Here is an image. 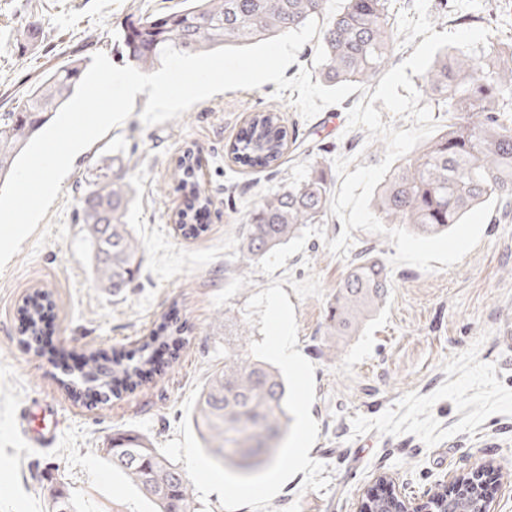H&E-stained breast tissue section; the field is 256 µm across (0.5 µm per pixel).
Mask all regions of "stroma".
I'll return each mask as SVG.
<instances>
[{"instance_id":"stroma-1","label":"stroma","mask_w":512,"mask_h":512,"mask_svg":"<svg viewBox=\"0 0 512 512\" xmlns=\"http://www.w3.org/2000/svg\"><path fill=\"white\" fill-rule=\"evenodd\" d=\"M181 0H0V112L11 111L38 74L63 63L74 47L104 53L125 66L114 45L132 14L179 8ZM44 37H17L26 22ZM275 83L227 91L182 116L147 126L146 96L132 115L75 157L61 191L19 253L0 269V512H46L51 479L65 482L80 512H154L123 475L114 473L106 448L114 430L136 431L161 445L177 436L182 404L195 384L224 363V325L246 324L248 341H263L246 322L248 299L282 281L298 326L296 348L314 367L316 399L310 413L319 426L309 456L325 466L327 488L303 490L296 473L267 512H358L365 492L390 479L407 500L419 503L435 486L478 465L492 499L490 512H512V349L501 338L512 330V214L493 209L480 243L458 264L426 272L390 265L396 249L388 236L352 230L349 254H332L327 240L342 224L327 216L323 236L273 275L257 266L239 271L233 257L241 220L264 194L322 170L340 188L334 160L376 165L385 150L368 131L349 129L347 111L360 92L303 118L298 91ZM280 113L290 137L320 149L317 166L287 161L254 172L234 161L229 148L249 115ZM201 160L197 176L212 203L201 221L207 232L186 239L175 232L182 204L173 171L186 148ZM116 158L136 189L127 221L140 246L137 278L115 296L99 288L89 244L76 221L79 184L101 158ZM371 251L388 262L391 290L384 308L358 336L326 334L329 301L345 279L352 257ZM318 278L321 296L298 297L293 282ZM48 292L57 352L111 359L136 350L154 321L175 316L191 325L177 354L162 351L158 371L107 403L75 398L56 355L29 352L21 307L34 291ZM52 406L60 419L53 448L31 447L21 434L22 407Z\"/></svg>"}]
</instances>
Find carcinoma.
<instances>
[{
  "label": "carcinoma",
  "instance_id": "1",
  "mask_svg": "<svg viewBox=\"0 0 512 512\" xmlns=\"http://www.w3.org/2000/svg\"><path fill=\"white\" fill-rule=\"evenodd\" d=\"M328 0H183L177 10L127 18L122 53L144 70L161 60L171 45L197 53L251 44L297 30L310 19L321 21L318 51L324 81L331 84L371 81L390 63L397 38L392 0H344L331 14ZM85 59L74 58L34 82L22 102L0 113V179L10 174L27 143L71 97ZM429 99L448 112V126L405 160L384 182L375 206L386 224L418 235L448 231L464 214L491 200L512 211V35L491 34L478 53L438 55L423 75ZM288 130L276 112H255L230 147L235 161L252 169L277 164L287 148ZM195 152H183L173 174L185 208L176 217L185 238L196 239L206 225L192 223L194 213L211 199L196 178ZM134 189L127 173L102 163L88 174L81 196L79 223L84 225L92 269L99 287L121 294L139 269V244L126 217ZM330 185L323 174L292 181L260 198L242 218L237 261L249 267L298 236L309 224L325 220ZM390 279L384 263L366 253L356 257L329 306L327 335H357L386 303ZM48 293L36 291L23 305L26 332L33 337ZM166 321L139 340V356L112 361L105 368L91 354L74 378L62 384L74 394L107 400L110 381L138 383L154 371V346L183 334ZM224 366L203 386L194 422L207 454L224 467L243 473L272 463L287 435L286 386L271 364L245 350L243 326L224 330ZM107 461L156 506V512H198L191 483L182 469L131 430L112 434ZM480 489L445 496L434 490L444 512H471ZM48 512H79L62 487L51 491Z\"/></svg>",
  "mask_w": 512,
  "mask_h": 512
}]
</instances>
